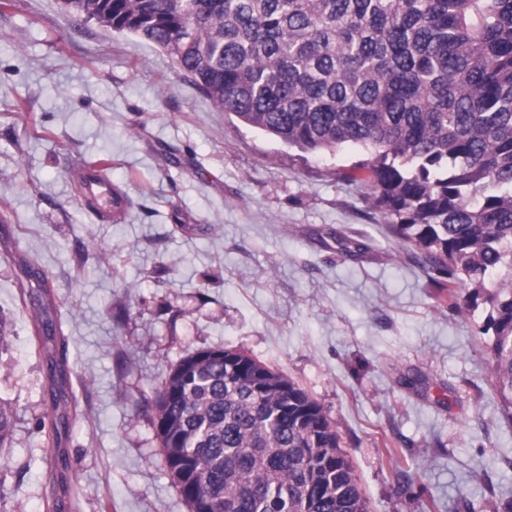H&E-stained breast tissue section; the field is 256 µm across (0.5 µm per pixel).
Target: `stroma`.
Returning <instances> with one entry per match:
<instances>
[{
	"label": "stroma",
	"mask_w": 512,
	"mask_h": 512,
	"mask_svg": "<svg viewBox=\"0 0 512 512\" xmlns=\"http://www.w3.org/2000/svg\"><path fill=\"white\" fill-rule=\"evenodd\" d=\"M367 155H310L224 116L162 49L0 0V512H188L163 473L156 387L188 353L254 356L305 387L353 460L369 512H466L512 499V426L469 311L368 201ZM103 162L128 196L104 224L72 177ZM364 242L352 257L344 245ZM37 260L65 299L80 401L60 449L38 427L45 356L17 284ZM425 381L406 388L408 370ZM63 451L67 485L48 461ZM75 495H68V488Z\"/></svg>",
	"instance_id": "35a3bbf8"
}]
</instances>
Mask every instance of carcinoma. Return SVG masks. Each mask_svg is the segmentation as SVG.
<instances>
[{"label": "carcinoma", "mask_w": 512, "mask_h": 512, "mask_svg": "<svg viewBox=\"0 0 512 512\" xmlns=\"http://www.w3.org/2000/svg\"><path fill=\"white\" fill-rule=\"evenodd\" d=\"M166 51L227 115L304 152L363 150L390 232L488 306L492 378L512 425V0H63ZM23 273L39 338L61 330L37 261ZM50 447L77 410L47 361ZM16 417L0 403V447ZM154 427L189 512H369L349 454L300 384L236 350L180 361Z\"/></svg>", "instance_id": "obj_1"}]
</instances>
